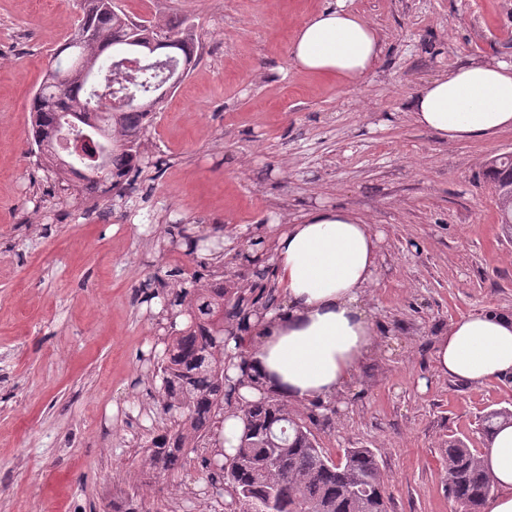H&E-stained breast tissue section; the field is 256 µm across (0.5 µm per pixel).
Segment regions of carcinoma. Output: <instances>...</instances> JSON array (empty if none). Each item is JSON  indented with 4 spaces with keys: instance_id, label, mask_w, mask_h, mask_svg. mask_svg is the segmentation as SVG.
<instances>
[{
    "instance_id": "obj_1",
    "label": "carcinoma",
    "mask_w": 512,
    "mask_h": 512,
    "mask_svg": "<svg viewBox=\"0 0 512 512\" xmlns=\"http://www.w3.org/2000/svg\"><path fill=\"white\" fill-rule=\"evenodd\" d=\"M85 0L83 15L67 42L53 55L46 78L31 99L32 140L47 164L70 181L86 199L94 198L101 183L72 153L57 149V119L62 113L88 129L106 134L109 189L119 199L128 195L134 176L142 171L141 141L154 119L153 93L174 89L187 76L195 45L184 30L137 25L117 4ZM182 54L167 56L169 68L160 80L158 62L148 59L140 71H121L118 59L133 53L152 55L159 39ZM112 82L135 96L124 112H88L83 92L95 73L108 62ZM486 183L512 184V156L489 161L482 172ZM185 255L195 269L170 271L169 278H150L160 299L166 325L153 355L154 374L161 381L158 403L169 424L142 449L144 476L156 478L183 467L188 451L206 443L216 446V417L228 402L224 390V321L235 313L228 296L236 282L224 280V245L221 240L185 234ZM512 418V409L487 410L479 418L484 441L493 439L499 424ZM244 429L232 461L209 477L210 496L221 498L232 489L241 512H389L385 477L370 448H346L334 459L320 446L306 422L284 403L268 398L243 409ZM442 460L448 476V496L460 512H481L490 492V479L481 455L460 439L448 442Z\"/></svg>"
}]
</instances>
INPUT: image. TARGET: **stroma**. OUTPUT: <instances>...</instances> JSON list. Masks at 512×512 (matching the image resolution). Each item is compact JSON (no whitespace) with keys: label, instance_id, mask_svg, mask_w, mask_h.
I'll use <instances>...</instances> for the list:
<instances>
[{"label":"stroma","instance_id":"stroma-1","mask_svg":"<svg viewBox=\"0 0 512 512\" xmlns=\"http://www.w3.org/2000/svg\"><path fill=\"white\" fill-rule=\"evenodd\" d=\"M333 0H118L159 28L184 23L197 62L142 141L127 206L80 203L30 139L29 100L74 31L81 0H0V512H226L202 497L197 455L150 481L141 447L167 418L140 289L193 270L182 231L291 223L352 210L383 236L371 290L380 351L330 403L291 406L323 448L373 449L391 512H455L442 450L484 452L479 417L512 403V375L461 385L439 375L450 321L512 311V240L497 224L491 141L440 140L408 110L428 81L473 60L512 61V0H349L383 53L360 85L296 69L297 28Z\"/></svg>","mask_w":512,"mask_h":512}]
</instances>
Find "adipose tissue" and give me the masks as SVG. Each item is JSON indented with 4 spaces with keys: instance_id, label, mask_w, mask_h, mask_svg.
I'll return each instance as SVG.
<instances>
[{
    "instance_id": "obj_1",
    "label": "adipose tissue",
    "mask_w": 512,
    "mask_h": 512,
    "mask_svg": "<svg viewBox=\"0 0 512 512\" xmlns=\"http://www.w3.org/2000/svg\"><path fill=\"white\" fill-rule=\"evenodd\" d=\"M383 51L377 31L347 0H336L297 31L290 54L297 68L342 85L361 83ZM414 121L442 139L490 141L512 128V64L476 61L427 82L412 97ZM257 239L243 258L271 274L277 303L224 327L221 452L237 453L241 409L274 396L294 405L326 403L345 391L377 351L370 290L378 281L381 236L358 214L321 208L296 224L225 232ZM438 372L481 385L512 374V315L488 311L451 321L433 343ZM490 474L487 512H512V425L501 427L482 456Z\"/></svg>"
}]
</instances>
